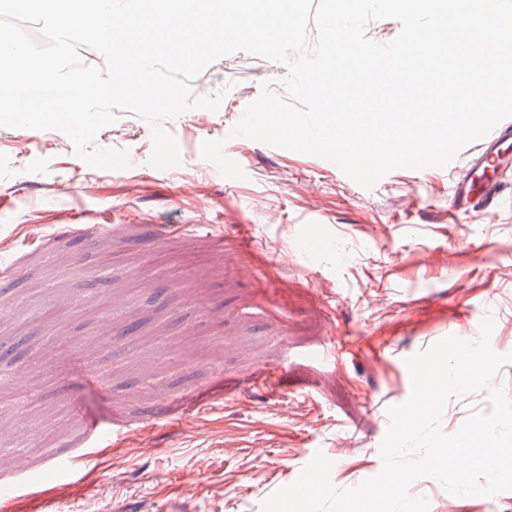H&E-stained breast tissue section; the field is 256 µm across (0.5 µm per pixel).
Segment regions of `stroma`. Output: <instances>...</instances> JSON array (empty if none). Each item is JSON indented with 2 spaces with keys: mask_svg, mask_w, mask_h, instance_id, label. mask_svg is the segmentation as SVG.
Masks as SVG:
<instances>
[{
  "mask_svg": "<svg viewBox=\"0 0 512 512\" xmlns=\"http://www.w3.org/2000/svg\"><path fill=\"white\" fill-rule=\"evenodd\" d=\"M285 73L243 52L210 64L193 94L228 93L167 121L182 163L166 171L128 112L96 138L128 150L120 171L89 167L60 131L0 127V479L21 449L64 512H260L318 451L338 488L376 476L388 410L411 395L406 358L458 334L462 313L473 340L493 317L491 347L512 355V172L503 204L459 214L450 190L475 145L366 189L324 158L232 136ZM219 139L244 178L202 159ZM104 321L120 336L107 357ZM75 448L101 454L57 475ZM421 492L429 512H512V491L454 496L426 477Z\"/></svg>",
  "mask_w": 512,
  "mask_h": 512,
  "instance_id": "obj_1",
  "label": "stroma"
}]
</instances>
